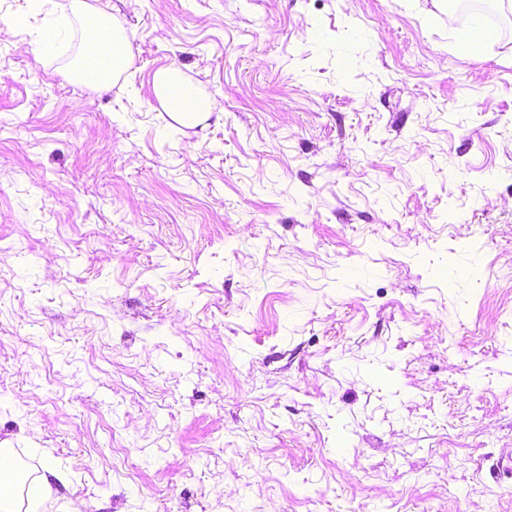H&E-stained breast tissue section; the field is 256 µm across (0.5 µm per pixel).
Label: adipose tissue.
<instances>
[{"instance_id":"ef3b65f1","label":"adipose tissue","mask_w":512,"mask_h":512,"mask_svg":"<svg viewBox=\"0 0 512 512\" xmlns=\"http://www.w3.org/2000/svg\"><path fill=\"white\" fill-rule=\"evenodd\" d=\"M72 14L80 20L83 42L95 43L96 58L78 54L72 66L75 81L105 91L130 66L133 54L124 30L105 12L91 6L88 0H71ZM154 88L161 104L175 117L186 123L197 122L201 115L212 111V102L194 94L182 80L178 68L169 67L156 73ZM54 470L46 469L33 478L19 477L18 492L12 498H0V512H35L52 493Z\"/></svg>"}]
</instances>
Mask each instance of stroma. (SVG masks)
Returning <instances> with one entry per match:
<instances>
[{
	"instance_id": "stroma-1",
	"label": "stroma",
	"mask_w": 512,
	"mask_h": 512,
	"mask_svg": "<svg viewBox=\"0 0 512 512\" xmlns=\"http://www.w3.org/2000/svg\"><path fill=\"white\" fill-rule=\"evenodd\" d=\"M0 0V447L42 512H512V6ZM178 67L215 103L188 127ZM70 9L81 22L83 46L92 42L99 47L94 60L83 51L78 54L72 65L73 78L95 89L109 90L112 81L129 68L133 57L125 32L114 18L87 1L71 0ZM154 88L161 104L168 112L183 122L196 123L204 114L212 112V102L208 98L194 93L182 80L180 69L176 67H169L157 72ZM188 98L194 102V108L189 111L183 108V102ZM61 482L62 477L55 470L45 469L42 473L29 480V486L26 492V511H37L36 508L52 493V480ZM15 480L19 487L15 490V494L10 499H3L0 494V510L2 512H20L24 505L23 492L26 487L28 477L19 476L17 471ZM24 492V494H25Z\"/></svg>"
}]
</instances>
